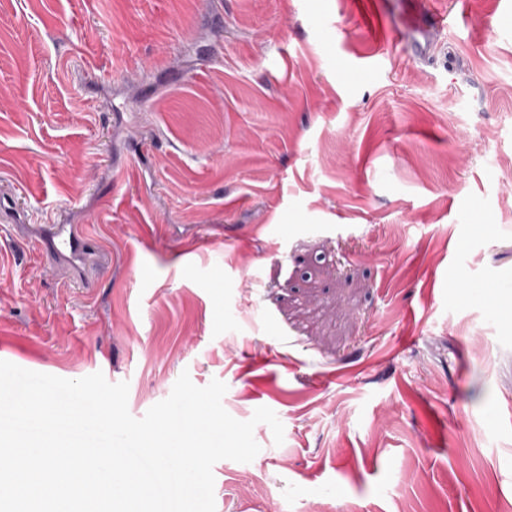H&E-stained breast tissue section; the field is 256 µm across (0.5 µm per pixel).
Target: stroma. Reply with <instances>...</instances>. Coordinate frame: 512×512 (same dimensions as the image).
<instances>
[{
  "label": "stroma",
  "mask_w": 512,
  "mask_h": 512,
  "mask_svg": "<svg viewBox=\"0 0 512 512\" xmlns=\"http://www.w3.org/2000/svg\"><path fill=\"white\" fill-rule=\"evenodd\" d=\"M427 7L0 0V360L272 409L216 512H512V0ZM423 11L421 10L419 16L422 18ZM415 21L413 27L414 37L409 41L410 54L418 58H425L431 49L432 45L436 42L437 36L440 32L442 21L437 16H430ZM51 235L39 247V255L44 260L90 259L94 250L90 240L78 224H55Z\"/></svg>",
  "instance_id": "35a3bbf8"
}]
</instances>
